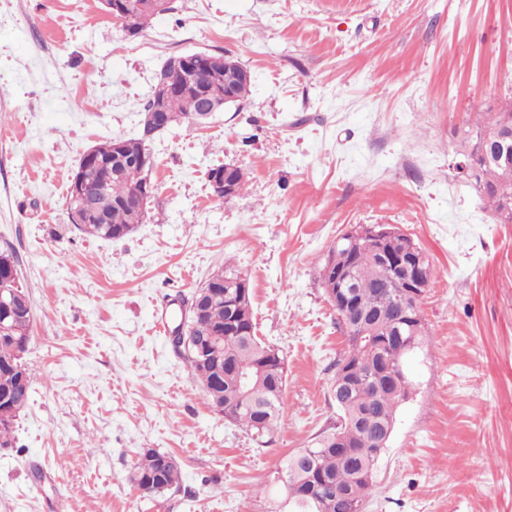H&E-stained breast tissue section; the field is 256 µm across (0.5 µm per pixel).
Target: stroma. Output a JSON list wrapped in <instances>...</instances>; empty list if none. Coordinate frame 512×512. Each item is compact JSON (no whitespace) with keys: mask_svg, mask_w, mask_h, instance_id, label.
<instances>
[{"mask_svg":"<svg viewBox=\"0 0 512 512\" xmlns=\"http://www.w3.org/2000/svg\"><path fill=\"white\" fill-rule=\"evenodd\" d=\"M197 51L250 70L247 100L150 142L134 232L71 231L82 152L138 136L164 62ZM509 102L512 0H173L136 37L101 0H0V253L33 314L0 512H288L284 460L337 421L345 339L323 263L347 228L376 224L433 276L363 512H512V224L454 168L465 130ZM226 163L246 188L219 200L208 173ZM223 269L286 359L266 443L214 411L153 331ZM144 448L176 459L177 488L130 482Z\"/></svg>","mask_w":512,"mask_h":512,"instance_id":"obj_1","label":"stroma"}]
</instances>
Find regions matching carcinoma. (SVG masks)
<instances>
[{"label": "carcinoma", "instance_id": "1", "mask_svg": "<svg viewBox=\"0 0 512 512\" xmlns=\"http://www.w3.org/2000/svg\"><path fill=\"white\" fill-rule=\"evenodd\" d=\"M134 12L126 31L135 36L146 29L160 11L150 6L148 0H132ZM240 64L219 53L211 55L209 70L202 72L199 82L210 84L215 75L226 82H235ZM168 112L177 122L197 123L200 107L191 89L170 96L166 101ZM512 104H507L487 119L466 131L462 150L458 155L469 156L471 171L467 180L488 203L491 212L500 215L512 211V166L505 160H496L492 152L484 150V140L500 143L501 153L512 144ZM98 166L86 173L87 188L92 196L95 213L81 224H74L71 231L103 240L123 238L132 233L137 224L147 216L149 200L139 196L147 181L149 169L143 167L137 156L128 154L120 159L112 157V140L96 147ZM6 262L0 263V284L18 278L15 260L3 254ZM327 260L345 270L351 277L350 291L356 309L375 319L379 330L371 337V345L361 342L355 345L358 329L347 325L341 318L336 324L346 337L348 345L355 349L350 357L362 378L379 379L380 389L368 394L356 387L353 376L341 375V360H336L333 384H341L338 399L339 421L313 446L303 448L289 456L283 463L288 477V495L304 498L309 493L311 480L321 486L319 501L308 499V504L298 507L300 512H361L360 493L367 488L366 477L373 476L377 447L375 438H383L393 425L397 408L408 391V377L400 375L404 368L406 348L417 344L425 335L423 318L413 322L405 319L400 307V288H385L386 270L372 251L362 245L339 240L330 249ZM203 315L192 335L208 342L211 332L221 334L218 342L223 363L235 361L263 368L261 374L251 378L245 389H240L238 375L232 369H224V386L212 385L215 364L184 355L192 374L200 385V392L208 404L221 408L224 418L242 427L261 441L271 436L283 414L282 398L286 381V362L281 351L262 342L255 333L251 310L250 289L233 306L224 299L208 296L203 302ZM30 299L24 287H19L16 306L10 318L13 324L12 339L0 341V378L10 385L9 399L0 402V439L13 432L16 417L20 414L17 401L30 398V375L20 379L6 377L3 365H23V354L30 343ZM160 452L143 450L134 467L135 472L151 482V494L161 493L178 486L181 474L177 463L169 464L156 472L155 458Z\"/></svg>", "mask_w": 512, "mask_h": 512}]
</instances>
